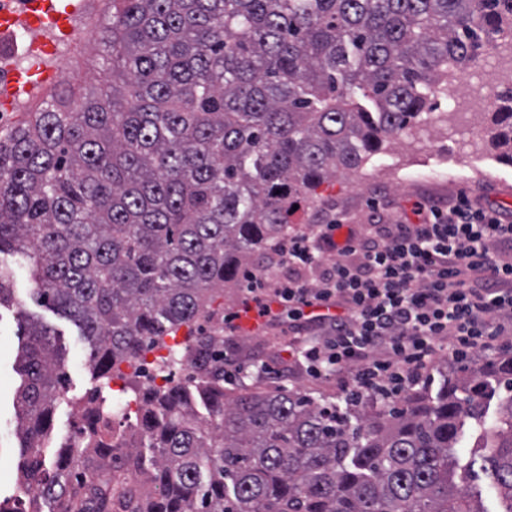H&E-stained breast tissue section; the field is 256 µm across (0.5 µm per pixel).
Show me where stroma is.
<instances>
[{
  "label": "stroma",
  "mask_w": 512,
  "mask_h": 512,
  "mask_svg": "<svg viewBox=\"0 0 512 512\" xmlns=\"http://www.w3.org/2000/svg\"><path fill=\"white\" fill-rule=\"evenodd\" d=\"M481 131L471 145L448 136V123L439 120L433 129L434 147H426L404 137L392 141L386 152L372 157L356 173L337 177L325 189V198L307 210L297 212L292 233L310 230L318 215L335 211L347 224L368 223L373 213L372 201L382 202L390 218L417 222L416 204L429 199L447 204L450 197L464 192L482 205L500 210L512 218V165L501 161L489 142L488 115L477 118ZM10 267L14 274L13 305L0 307V499L19 497L18 474L24 459L23 440L18 432L14 406L21 381L15 357L22 344L20 315H27L48 327L62 358V397L56 403L50 434L46 440L47 456H55L59 447L76 437L77 419L72 401H86L99 396L111 399L113 384L99 379L89 361L90 346L80 328L52 306L34 301V284L26 260L11 252L0 253V267ZM288 341L284 327H269L255 334L237 336L224 344L241 369L235 380L225 382V389L247 383L265 391L297 389L314 399L343 405L344 396L335 379H313L302 370L289 366L282 348ZM266 363L267 374L257 375L255 366Z\"/></svg>",
  "instance_id": "obj_1"
}]
</instances>
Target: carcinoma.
I'll return each mask as SVG.
<instances>
[{
  "label": "carcinoma",
  "instance_id": "1",
  "mask_svg": "<svg viewBox=\"0 0 512 512\" xmlns=\"http://www.w3.org/2000/svg\"><path fill=\"white\" fill-rule=\"evenodd\" d=\"M96 28L112 81L0 127V251L80 326L98 377L123 362L139 377L143 353L206 317L204 371L131 387L123 473L111 408L86 410L98 461L78 474L70 446L46 459L62 374L49 329L24 321L19 482L57 512H486L456 481L474 433L512 512V350L342 413L298 390H224L213 308L288 238L294 205L426 123L489 37L512 40V0H111ZM492 124L512 165V93ZM13 297L2 268L0 306Z\"/></svg>",
  "mask_w": 512,
  "mask_h": 512
}]
</instances>
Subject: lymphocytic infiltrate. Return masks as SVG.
I'll list each match as a JSON object with an SVG mask.
<instances>
[{"instance_id":"lymphocytic-infiltrate-1","label":"lymphocytic infiltrate","mask_w":512,"mask_h":512,"mask_svg":"<svg viewBox=\"0 0 512 512\" xmlns=\"http://www.w3.org/2000/svg\"><path fill=\"white\" fill-rule=\"evenodd\" d=\"M416 208V224L323 215L249 270L258 314L288 323L292 366L386 403L425 382L437 356L474 365L512 348V221L463 193Z\"/></svg>"}]
</instances>
